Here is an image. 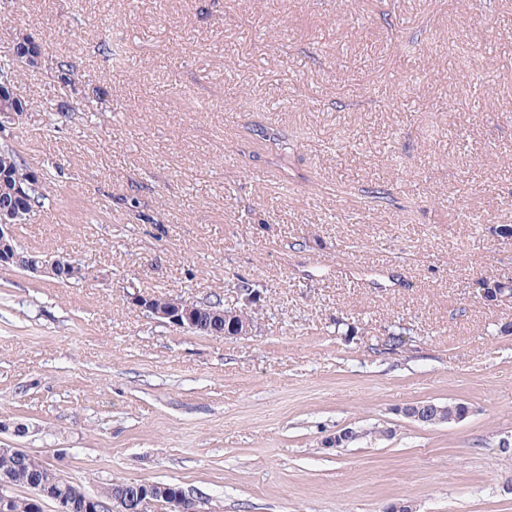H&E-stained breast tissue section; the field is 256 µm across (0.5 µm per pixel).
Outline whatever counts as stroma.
<instances>
[{
	"mask_svg": "<svg viewBox=\"0 0 512 512\" xmlns=\"http://www.w3.org/2000/svg\"><path fill=\"white\" fill-rule=\"evenodd\" d=\"M24 40L43 63L0 146L48 200L16 241L91 275L0 269V421L25 428L0 445L90 493L170 482L207 512H512V303L476 286L512 278L489 231L512 224V0H0V60ZM244 281L265 300L243 337L132 302L229 309ZM424 400L472 412H397ZM345 427L393 434L328 446ZM132 302L159 323L190 331L198 329L201 332L200 334L203 335L228 338L241 337L251 334L254 328V324L249 319L237 315L236 311L223 310L224 305L221 304L220 299L197 303L200 314L195 307V303L182 298H175V296L158 300L154 295L136 294L132 297ZM216 311H218V316L232 321L231 324L230 321H225V325L230 324V326L224 328L223 331L214 328L211 322L206 327L197 323L198 314L200 321L208 323ZM461 402H448V404H439L432 401H420L407 403L398 406L397 412L404 418L420 425H439L460 422L464 420L471 412L470 407L460 408Z\"/></svg>",
	"mask_w": 512,
	"mask_h": 512,
	"instance_id": "stroma-1",
	"label": "stroma"
}]
</instances>
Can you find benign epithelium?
<instances>
[{
  "label": "benign epithelium",
  "instance_id": "benign-epithelium-1",
  "mask_svg": "<svg viewBox=\"0 0 512 512\" xmlns=\"http://www.w3.org/2000/svg\"><path fill=\"white\" fill-rule=\"evenodd\" d=\"M28 184L21 180L0 178V194L20 197L27 190ZM20 216L6 210L0 211V268L19 266L24 270L42 276L48 280L73 279L80 281L86 278L88 269L74 261L71 257L60 254L43 255L36 251L21 254L15 250L16 241L13 228L19 223ZM132 302L159 323L171 327L200 330L201 334L217 337H241L252 333L254 324L234 310H222L218 315L231 320L229 327L220 331L213 324L202 326L197 323L198 309L195 303L170 296L159 300L153 295L137 294ZM398 414L420 425H439L460 422L470 414V407L458 408V403L439 404L432 401L407 403L396 408ZM362 433L353 428H344L330 438L329 445L340 446L360 439ZM10 477L0 478V512H14V497L9 493ZM165 501L168 512H199L201 501L185 494L175 486L144 482L139 485L137 498L112 493V498L104 502L100 499L86 500L91 512H153L159 501Z\"/></svg>",
  "mask_w": 512,
  "mask_h": 512
}]
</instances>
